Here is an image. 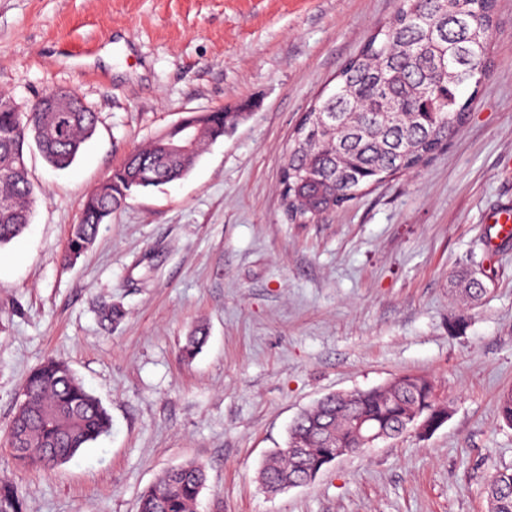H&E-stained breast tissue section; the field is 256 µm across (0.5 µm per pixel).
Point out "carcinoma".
<instances>
[{
  "label": "carcinoma",
  "mask_w": 512,
  "mask_h": 512,
  "mask_svg": "<svg viewBox=\"0 0 512 512\" xmlns=\"http://www.w3.org/2000/svg\"><path fill=\"white\" fill-rule=\"evenodd\" d=\"M496 0H394L391 20L367 36L336 75V85L308 110L299 141L292 143L280 177L288 221L311 224L354 201L388 178L410 172L434 155L470 115L471 97L489 74L496 26ZM472 87L464 99L460 89ZM0 92V246L21 236L31 222L34 196L25 146L34 142L54 169L69 168L93 136L97 114L78 99L77 112H14ZM228 113L218 109L197 120L194 152L164 150L180 138L174 125L132 152L83 202L72 225L65 260L73 263L94 241L99 227L139 189L185 177L202 146L226 134ZM461 293L475 302L486 294L471 276ZM207 339L197 328L182 348L194 358ZM23 400L10 423L9 447L23 466L52 468L106 434L111 418L97 397L62 361L48 359L22 387ZM447 405L431 380L404 376L389 388L327 396L293 422L287 447L277 449L259 473L263 486L322 472L333 447H364L355 421L364 419L388 437L411 426L417 415L436 427ZM499 418L512 427V391L497 402ZM204 470L188 463L169 470L139 497L138 512H195ZM491 512H512V471L494 474L486 487ZM0 512H23L17 491L0 485Z\"/></svg>",
  "instance_id": "1"
}]
</instances>
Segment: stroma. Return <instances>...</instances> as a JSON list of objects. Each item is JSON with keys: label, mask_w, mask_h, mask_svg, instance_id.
<instances>
[{"label": "stroma", "mask_w": 512, "mask_h": 512, "mask_svg": "<svg viewBox=\"0 0 512 512\" xmlns=\"http://www.w3.org/2000/svg\"><path fill=\"white\" fill-rule=\"evenodd\" d=\"M393 0H0V92L27 110L75 90L98 116L68 169L27 153L29 228L0 247V484L24 512H137L169 468L207 483L198 512H489L512 470V0H497L491 72L470 117L417 169L312 224L288 222L281 168L304 112L389 21ZM247 104L189 175L136 193L93 246L63 261L91 191L136 147L191 112ZM485 276L461 309L456 274ZM121 305L118 325L102 310ZM208 340L180 348L196 325ZM66 361L111 432L52 469L17 466L5 434L44 359ZM448 404L343 456L310 484L258 481L295 417L320 398L408 374ZM491 512H512V471L494 474L486 487Z\"/></svg>", "instance_id": "obj_1"}]
</instances>
